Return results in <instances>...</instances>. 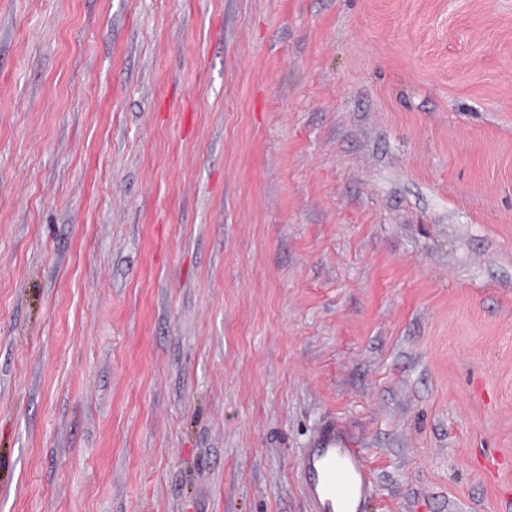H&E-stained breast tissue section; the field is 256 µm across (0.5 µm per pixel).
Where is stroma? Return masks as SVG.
Segmentation results:
<instances>
[{"label": "stroma", "mask_w": 512, "mask_h": 512, "mask_svg": "<svg viewBox=\"0 0 512 512\" xmlns=\"http://www.w3.org/2000/svg\"><path fill=\"white\" fill-rule=\"evenodd\" d=\"M512 512V0H0V512ZM335 424L320 428L301 458L312 512H360L371 476L357 448L341 447Z\"/></svg>", "instance_id": "stroma-1"}]
</instances>
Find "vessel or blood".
I'll use <instances>...</instances> for the list:
<instances>
[{"label": "vessel or blood", "mask_w": 512, "mask_h": 512, "mask_svg": "<svg viewBox=\"0 0 512 512\" xmlns=\"http://www.w3.org/2000/svg\"><path fill=\"white\" fill-rule=\"evenodd\" d=\"M313 512H360L371 476L358 449L342 445L336 426L320 428L301 458Z\"/></svg>", "instance_id": "b4317fda"}]
</instances>
